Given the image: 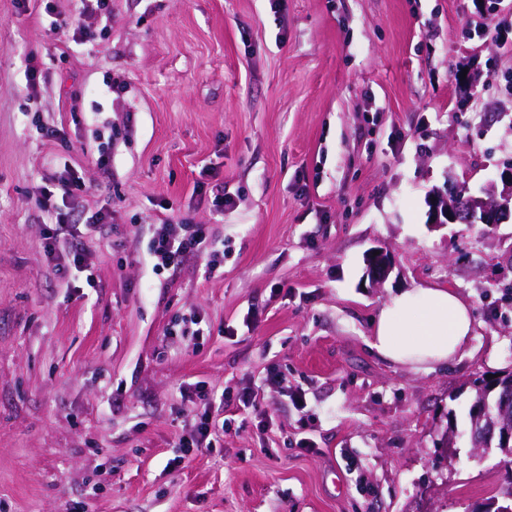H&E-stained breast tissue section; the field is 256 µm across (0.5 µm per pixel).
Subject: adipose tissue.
<instances>
[{
  "instance_id": "ef3b65f1",
  "label": "adipose tissue",
  "mask_w": 512,
  "mask_h": 512,
  "mask_svg": "<svg viewBox=\"0 0 512 512\" xmlns=\"http://www.w3.org/2000/svg\"><path fill=\"white\" fill-rule=\"evenodd\" d=\"M474 331L471 305L460 293L416 284L379 309L368 344L391 364L429 372L468 352Z\"/></svg>"
}]
</instances>
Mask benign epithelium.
<instances>
[{"label":"benign epithelium","instance_id":"benign-epithelium-1","mask_svg":"<svg viewBox=\"0 0 512 512\" xmlns=\"http://www.w3.org/2000/svg\"><path fill=\"white\" fill-rule=\"evenodd\" d=\"M503 189L500 194L489 193V197L468 195L466 190L457 189L447 195L436 194L431 198L433 203L431 220L439 224L440 217H445L451 223L484 224L490 226L499 222L500 216L512 208V168H507L500 174ZM391 263L387 255L380 253L370 256L367 273L373 282L380 284L389 275ZM490 405L481 403L478 408L480 419L487 420L483 426L474 429L472 445L475 450H480L484 444L494 438L502 444L512 442V428L491 419L488 413Z\"/></svg>","mask_w":512,"mask_h":512}]
</instances>
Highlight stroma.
I'll return each instance as SVG.
<instances>
[{
    "instance_id": "obj_1",
    "label": "stroma",
    "mask_w": 512,
    "mask_h": 512,
    "mask_svg": "<svg viewBox=\"0 0 512 512\" xmlns=\"http://www.w3.org/2000/svg\"><path fill=\"white\" fill-rule=\"evenodd\" d=\"M80 7L0 0V512H470L512 489L465 424L471 382L512 367V216L428 206L512 164V0H109L86 44ZM66 167L112 217L78 288L36 203ZM167 220L209 225L218 272H153ZM417 283L477 323L430 373L367 343ZM197 382L224 434L181 462Z\"/></svg>"
}]
</instances>
